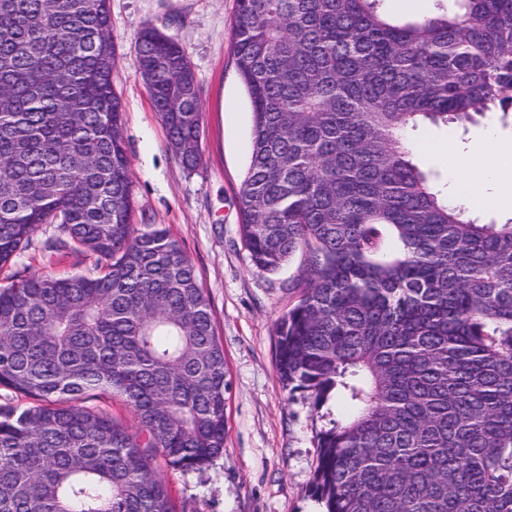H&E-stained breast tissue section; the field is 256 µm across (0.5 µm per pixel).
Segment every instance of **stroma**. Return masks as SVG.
<instances>
[{
    "instance_id": "obj_1",
    "label": "stroma",
    "mask_w": 512,
    "mask_h": 512,
    "mask_svg": "<svg viewBox=\"0 0 512 512\" xmlns=\"http://www.w3.org/2000/svg\"><path fill=\"white\" fill-rule=\"evenodd\" d=\"M117 60L112 81L124 109V135L134 188V227H164L194 265L224 345L227 394L224 453L197 470H164L183 512H321L310 492L316 434L322 421L306 393L283 388L273 357L275 324L297 294L289 285L304 263L296 253L279 271L252 265L241 231L238 193L250 159L252 113L232 60L237 0H109ZM154 27L176 38L202 96L201 161L183 169L170 149L139 70L136 38ZM512 139L501 113L447 132L427 127L411 139L414 160L447 176V143L465 150L486 130ZM54 225L40 226L13 272L66 276L91 269V259L48 255Z\"/></svg>"
}]
</instances>
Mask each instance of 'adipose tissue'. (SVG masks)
I'll use <instances>...</instances> for the list:
<instances>
[{"mask_svg":"<svg viewBox=\"0 0 512 512\" xmlns=\"http://www.w3.org/2000/svg\"><path fill=\"white\" fill-rule=\"evenodd\" d=\"M451 177L450 201L466 208L512 205V140L487 133L471 151L444 150Z\"/></svg>","mask_w":512,"mask_h":512,"instance_id":"ef3b65f1","label":"adipose tissue"}]
</instances>
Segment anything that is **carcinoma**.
I'll return each mask as SVG.
<instances>
[{"instance_id": "obj_1", "label": "carcinoma", "mask_w": 512, "mask_h": 512, "mask_svg": "<svg viewBox=\"0 0 512 512\" xmlns=\"http://www.w3.org/2000/svg\"><path fill=\"white\" fill-rule=\"evenodd\" d=\"M379 0H237L233 61L252 148L238 208L250 261L298 251L275 365L325 425L324 512H512V221L448 206L412 159L424 123L512 111V0L407 22ZM184 168L201 90L177 41L137 38ZM108 0H0V269L42 224L93 271L0 285V512H174L158 461L224 454V347L169 232L133 227ZM117 394L131 430L87 405ZM344 412H332L331 405Z\"/></svg>"}]
</instances>
